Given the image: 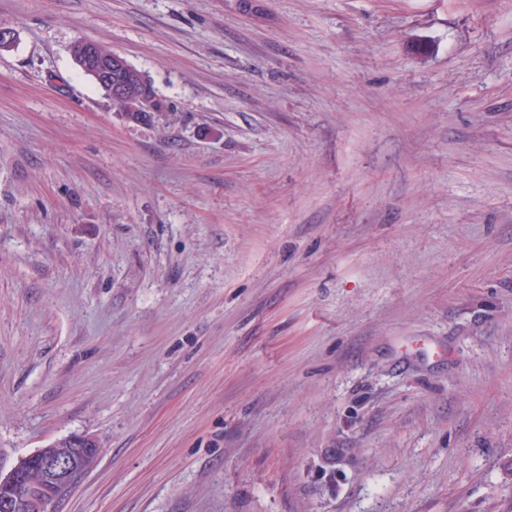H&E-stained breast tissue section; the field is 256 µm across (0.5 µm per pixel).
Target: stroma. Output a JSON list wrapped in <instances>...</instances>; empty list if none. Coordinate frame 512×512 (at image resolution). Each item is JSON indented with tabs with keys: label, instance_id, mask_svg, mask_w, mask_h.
<instances>
[{
	"label": "stroma",
	"instance_id": "35a3bbf8",
	"mask_svg": "<svg viewBox=\"0 0 512 512\" xmlns=\"http://www.w3.org/2000/svg\"><path fill=\"white\" fill-rule=\"evenodd\" d=\"M1 26L0 465L93 436L54 512H512V0ZM84 42L86 41L80 40L75 42L72 46L71 52L74 61L78 67L81 66L83 71L91 74L97 81H111L113 70L117 73L114 82L112 80V90L111 86L105 82L101 84L95 83V85L103 92L104 96L112 101L113 106L116 107L119 112L135 115L139 112L140 108H142L141 112L154 111L153 101L148 98H139V100L142 101V105L140 106L141 102L135 98L137 96V85L130 83L128 78L122 76L123 69L126 68L124 67L123 59L120 55L112 53L105 46L94 42H87L82 47ZM99 48L105 53L112 54H105ZM80 51L82 58L81 63ZM81 68L80 70H82ZM112 96L116 100L124 101H116Z\"/></svg>",
	"mask_w": 512,
	"mask_h": 512
}]
</instances>
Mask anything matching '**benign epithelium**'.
<instances>
[{
    "mask_svg": "<svg viewBox=\"0 0 512 512\" xmlns=\"http://www.w3.org/2000/svg\"><path fill=\"white\" fill-rule=\"evenodd\" d=\"M83 71L98 81H112L117 100L136 97L137 85L122 76L123 59L105 54L93 42L81 49ZM68 446L53 441L20 458L9 469L0 466V512H46L48 504L69 491L77 477L96 463L98 445L89 435L67 439Z\"/></svg>",
    "mask_w": 512,
    "mask_h": 512,
    "instance_id": "benign-epithelium-1",
    "label": "benign epithelium"
}]
</instances>
